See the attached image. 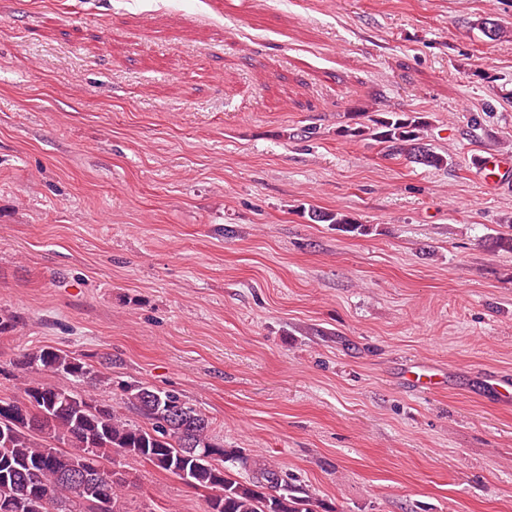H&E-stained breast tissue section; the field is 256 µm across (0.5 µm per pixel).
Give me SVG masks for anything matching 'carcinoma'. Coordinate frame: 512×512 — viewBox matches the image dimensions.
<instances>
[{"instance_id":"cac0c4a2","label":"carcinoma","mask_w":512,"mask_h":512,"mask_svg":"<svg viewBox=\"0 0 512 512\" xmlns=\"http://www.w3.org/2000/svg\"><path fill=\"white\" fill-rule=\"evenodd\" d=\"M372 123L386 156L447 166L421 135L420 117L387 112ZM309 219L367 233V225L337 211L314 208ZM104 365L105 372L86 355L50 347L0 362V379L22 381L19 395L0 396V512H131L127 458L211 491L205 512H315L307 492L269 463L255 465L249 478L236 477L234 468L247 467V458L217 441L209 418L176 392L140 382L123 387V403L148 420L143 426L104 400L42 378L52 372L78 385L110 387L112 361Z\"/></svg>"}]
</instances>
